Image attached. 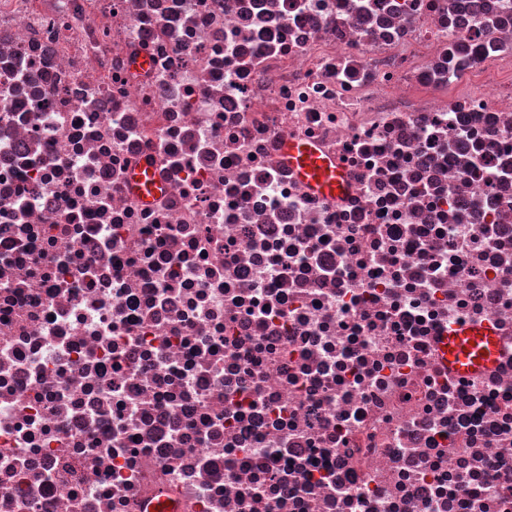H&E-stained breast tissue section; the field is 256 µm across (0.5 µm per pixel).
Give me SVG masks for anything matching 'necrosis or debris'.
<instances>
[{"label": "necrosis or debris", "mask_w": 512, "mask_h": 512, "mask_svg": "<svg viewBox=\"0 0 512 512\" xmlns=\"http://www.w3.org/2000/svg\"><path fill=\"white\" fill-rule=\"evenodd\" d=\"M161 489L512 512V0H0V512ZM284 150L288 165L314 192L336 198L348 190L343 171L336 162L320 154L310 142L290 141ZM134 186L144 200H151L160 191L161 183L152 166L142 163L134 172ZM497 336L491 322L452 326L442 341L448 368L461 375H474L491 368L498 352Z\"/></svg>", "instance_id": "necrosis-or-debris-1"}]
</instances>
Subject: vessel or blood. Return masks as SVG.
Segmentation results:
<instances>
[{
	"instance_id": "1",
	"label": "vessel or blood",
	"mask_w": 512,
	"mask_h": 512,
	"mask_svg": "<svg viewBox=\"0 0 512 512\" xmlns=\"http://www.w3.org/2000/svg\"><path fill=\"white\" fill-rule=\"evenodd\" d=\"M284 150L289 166L314 192L330 198L345 194L348 186L342 170L320 154L313 144L295 140L286 143ZM134 186L146 200L159 193L161 183L150 164L136 168ZM442 347L449 369L462 375H474L494 365L498 352L497 331L489 322L457 324L449 329Z\"/></svg>"
}]
</instances>
